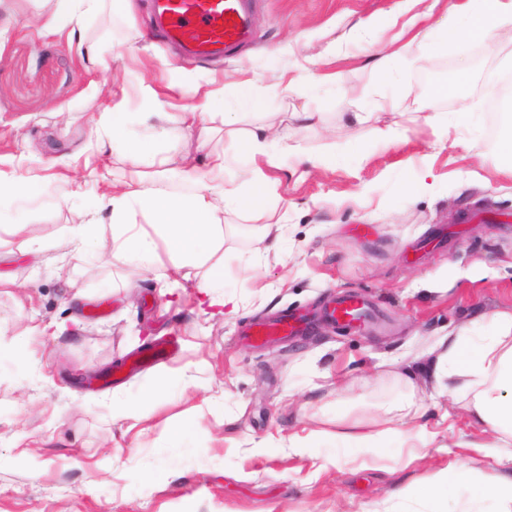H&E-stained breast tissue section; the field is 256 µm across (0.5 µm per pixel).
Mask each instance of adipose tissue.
<instances>
[{"label": "adipose tissue", "mask_w": 512, "mask_h": 512, "mask_svg": "<svg viewBox=\"0 0 512 512\" xmlns=\"http://www.w3.org/2000/svg\"><path fill=\"white\" fill-rule=\"evenodd\" d=\"M441 2L406 0L409 17L401 30L410 33L411 39L374 56L372 73L387 76L394 59L405 56L409 47L422 50L450 35L461 40L512 42V0H454L447 10L441 9ZM111 126L112 149L128 156L132 170L120 187L103 195L112 212L110 257L143 269L155 262L159 251H166L178 267L203 270L200 288L209 305H225L223 261L218 257L224 240L220 216L228 210L251 211L254 201L246 196L245 186L263 184L266 169L277 167L288 143L272 138L267 126L253 127L244 139L249 167L228 174V157L217 155L203 176L190 163L172 172L150 141L130 143L123 133L122 113H113ZM146 174L154 179L149 192L140 187ZM175 175L197 183V192L170 194L166 183ZM137 211L149 218V225L131 222V214ZM436 349L431 373L440 394L460 404L472 422L491 432L496 454H503L512 440V314L498 315L495 335L482 341H474L472 326L466 323L441 337ZM456 481L468 485L470 501L488 499L494 512H512V474L495 471L475 477L452 465L439 478L443 485Z\"/></svg>", "instance_id": "1"}]
</instances>
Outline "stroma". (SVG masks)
Returning a JSON list of instances; mask_svg holds the SVG:
<instances>
[{"label": "stroma", "mask_w": 512, "mask_h": 512, "mask_svg": "<svg viewBox=\"0 0 512 512\" xmlns=\"http://www.w3.org/2000/svg\"><path fill=\"white\" fill-rule=\"evenodd\" d=\"M396 3L256 0L254 44L209 62L153 36L148 0L85 19L93 58L42 28L41 0H0V181L42 178L0 201V222L22 227L0 231V512H434L469 494L459 485L420 499L448 465L498 469L479 448L486 434L438 396L428 362L459 324L490 336L495 315L512 313V174L483 155L491 136L512 132V43L451 39L369 78L399 31ZM330 44L332 64L305 71V56ZM462 70L455 96L431 97ZM356 76L368 81L362 100L343 89ZM247 80L258 111L227 127L224 107ZM420 105L439 126L411 127L389 149L374 142L373 128ZM114 112L173 169L190 156L206 170L223 152L246 164L239 131L261 122L299 144L260 188L257 218L223 216L235 313L201 305V270L164 293L168 258L134 270L101 256L112 240L101 194L130 169L96 145ZM296 112L316 119L297 129ZM311 155L327 166L311 168ZM426 169L431 194L413 188ZM273 223L278 247L259 248ZM74 224L91 227L79 248L67 242ZM344 294L371 303L370 328L323 318ZM291 311L311 317L304 335L259 350L242 341ZM160 337L177 343L169 360L118 384H80ZM407 402L419 437L363 454L337 439L350 422L377 431L384 407ZM119 407L134 417L113 419ZM295 441L305 453L290 452Z\"/></svg>", "instance_id": "obj_1"}]
</instances>
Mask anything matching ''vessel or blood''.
<instances>
[{"instance_id":"obj_1","label":"vessel or blood","mask_w":512,"mask_h":512,"mask_svg":"<svg viewBox=\"0 0 512 512\" xmlns=\"http://www.w3.org/2000/svg\"><path fill=\"white\" fill-rule=\"evenodd\" d=\"M152 5L167 42L202 58L221 57L253 37L249 0H152ZM328 315L357 328L365 323L368 307L360 296L347 294L330 306ZM307 325L304 313L289 312L275 320L255 324L246 332L244 340L262 347L301 335ZM174 346L172 340H156L138 352L133 369H146L167 359Z\"/></svg>"}]
</instances>
